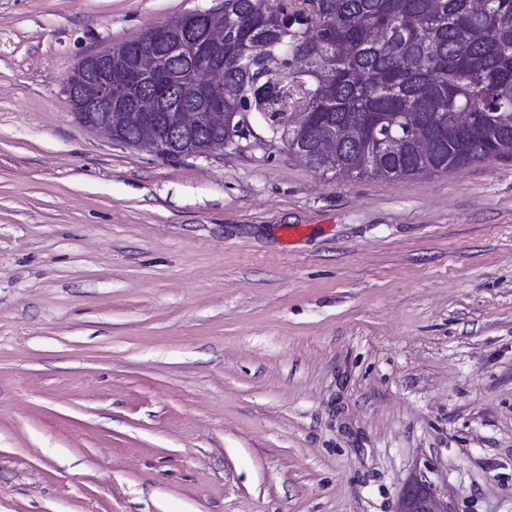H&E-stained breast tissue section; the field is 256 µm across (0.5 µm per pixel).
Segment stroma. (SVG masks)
Returning a JSON list of instances; mask_svg holds the SVG:
<instances>
[{"label": "stroma", "mask_w": 512, "mask_h": 512, "mask_svg": "<svg viewBox=\"0 0 512 512\" xmlns=\"http://www.w3.org/2000/svg\"><path fill=\"white\" fill-rule=\"evenodd\" d=\"M224 0H0V512H512V160L300 164L293 114L164 158L84 57ZM397 512H455L448 499L437 494L425 473L419 472L409 480Z\"/></svg>", "instance_id": "stroma-1"}]
</instances>
